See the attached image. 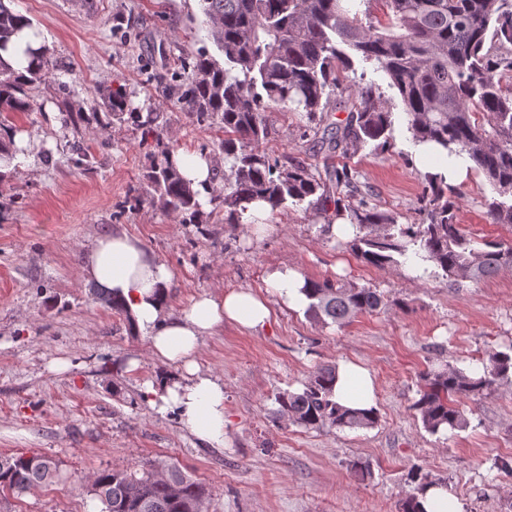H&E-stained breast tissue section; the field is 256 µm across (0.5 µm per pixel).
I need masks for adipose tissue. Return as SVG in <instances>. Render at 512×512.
<instances>
[{
  "instance_id": "obj_1",
  "label": "adipose tissue",
  "mask_w": 512,
  "mask_h": 512,
  "mask_svg": "<svg viewBox=\"0 0 512 512\" xmlns=\"http://www.w3.org/2000/svg\"><path fill=\"white\" fill-rule=\"evenodd\" d=\"M81 280L124 301L137 329L149 341L152 355L175 364L182 375L158 382L162 410L200 440L224 445V385L194 362L203 337L231 321L247 329L269 324L266 299L249 291L216 290L196 298L182 315L170 316L168 292L172 274L139 239L116 229L97 237L85 250Z\"/></svg>"
}]
</instances>
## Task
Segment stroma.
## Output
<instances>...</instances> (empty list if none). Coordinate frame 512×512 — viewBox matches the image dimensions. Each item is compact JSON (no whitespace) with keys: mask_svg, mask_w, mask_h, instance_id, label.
I'll return each instance as SVG.
<instances>
[{"mask_svg":"<svg viewBox=\"0 0 512 512\" xmlns=\"http://www.w3.org/2000/svg\"><path fill=\"white\" fill-rule=\"evenodd\" d=\"M49 47L45 83L28 87L32 109L8 115L0 141L20 134L25 153L0 181V454H43L60 480L7 495L9 512H101L89 481L102 470H129L170 459L210 496L206 512H402L418 477L445 482L463 512H512V381L488 396L462 397L469 425L426 431L412 405L420 376L451 364L481 369L512 347V269L454 286L407 262L375 267L350 250L315 206H289L258 232L255 219L220 220L202 201L201 225L140 201L141 175L153 146L132 120L99 107L100 92L122 90L138 112H156L163 141L205 152L229 172L220 125L201 128L182 112L175 85L187 82L185 53L208 44L200 0H10ZM350 84L375 85L392 119L389 147L368 144L347 158L370 204L419 221V195L445 163L425 157L407 128L397 89L376 62L354 57ZM83 108L80 127L63 122ZM264 150L322 166L315 129L301 113L274 108ZM89 160L77 164L70 145ZM458 221L475 241L512 243V226L490 223L494 194L484 177L458 170L451 179ZM120 229L138 238L172 273L169 307L185 310L223 288L267 299L270 324L228 323L203 337L196 361L224 384V445L214 448L161 411L150 392L170 374L144 336L76 274L83 251ZM290 268L302 278L377 289L383 306L340 326L304 305L285 304L269 274ZM355 365L372 381L379 420L370 429H308L279 419L276 393L302 390L319 367ZM365 465L356 472L354 463Z\"/></svg>","mask_w":512,"mask_h":512,"instance_id":"1","label":"stroma"}]
</instances>
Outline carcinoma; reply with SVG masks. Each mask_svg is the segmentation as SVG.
Segmentation results:
<instances>
[{
	"label": "carcinoma",
	"instance_id": "1",
	"mask_svg": "<svg viewBox=\"0 0 512 512\" xmlns=\"http://www.w3.org/2000/svg\"><path fill=\"white\" fill-rule=\"evenodd\" d=\"M212 39L222 59L206 46L185 57L191 69L177 87L181 108L193 123L220 122L228 137L221 147L234 159L224 187L214 196L224 223L239 224L255 201L272 211L286 203L308 202L327 217L345 216L354 231L350 246L363 262L382 267L403 258L423 271L443 275L457 286L486 280L512 266V245L472 240L457 222L456 191L443 172L428 176L420 196L421 222L400 224L393 212L380 211L361 198L348 165L313 172L301 162L284 164L260 149L271 133L268 112L286 106L304 112L322 132L321 148L349 157L368 142L390 145L391 113L375 86L338 84L337 73L351 67L350 54L376 61L402 99L408 128L420 144L432 143L449 162L460 160L482 175L498 197L487 204L493 224H512V93L496 79L512 71V0H200ZM31 26L0 0V116L26 112L24 87L43 80L47 49L27 45L26 74L17 76L3 53L15 35ZM112 117L141 122L144 136L161 147L142 175L154 205L200 223L199 191L171 163L147 113L127 112L122 91L100 94ZM347 113L341 122L329 113ZM482 120H477L476 115ZM308 310L343 325L378 310L383 297L375 288L306 281ZM512 378V352H496L480 372L444 365L423 375L414 409L423 426L436 434L462 429L467 420L456 404L461 396H483ZM336 368L320 367L300 392L277 394L279 418L309 429L331 426L368 429L378 423L375 408L336 401ZM59 480L55 459L41 454L0 456V495L23 493ZM102 512H204L207 488L172 460H154L139 469L101 471L91 484Z\"/></svg>",
	"mask_w": 512,
	"mask_h": 512
}]
</instances>
